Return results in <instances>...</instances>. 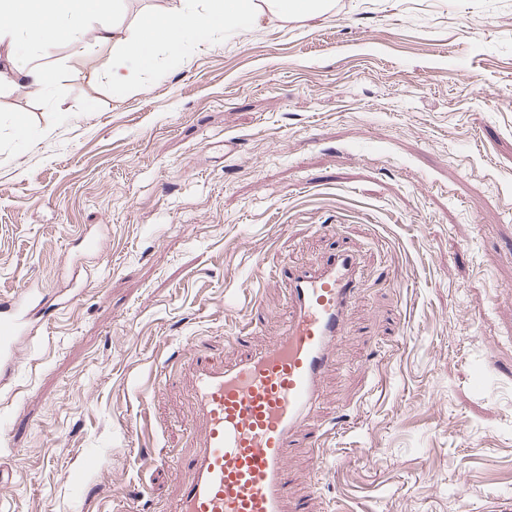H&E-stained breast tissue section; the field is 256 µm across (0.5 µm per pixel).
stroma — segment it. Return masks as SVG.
<instances>
[{"label": "stroma", "mask_w": 512, "mask_h": 512, "mask_svg": "<svg viewBox=\"0 0 512 512\" xmlns=\"http://www.w3.org/2000/svg\"><path fill=\"white\" fill-rule=\"evenodd\" d=\"M117 52L33 51L53 83L21 98L0 50V296L54 302L0 386V512H173L195 363L280 336L285 271L339 250L364 282L293 503L512 512V0H336L158 44L129 88Z\"/></svg>", "instance_id": "1"}]
</instances>
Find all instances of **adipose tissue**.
Segmentation results:
<instances>
[{"instance_id": "1", "label": "adipose tissue", "mask_w": 512, "mask_h": 512, "mask_svg": "<svg viewBox=\"0 0 512 512\" xmlns=\"http://www.w3.org/2000/svg\"><path fill=\"white\" fill-rule=\"evenodd\" d=\"M108 0H0V44L7 46L10 69L19 83L45 87L50 71L26 63L28 47L59 44L90 52L102 43L122 45L112 62L113 84L132 82L150 69L157 43L179 50L185 40L223 33L225 28L254 26L265 18L316 17L328 0H207L204 12L142 19L134 41H127L119 21L103 22Z\"/></svg>"}]
</instances>
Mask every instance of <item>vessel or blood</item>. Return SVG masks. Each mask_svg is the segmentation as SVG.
<instances>
[{"label": "vessel or blood", "mask_w": 512, "mask_h": 512, "mask_svg": "<svg viewBox=\"0 0 512 512\" xmlns=\"http://www.w3.org/2000/svg\"><path fill=\"white\" fill-rule=\"evenodd\" d=\"M362 270L339 251L316 270H288L284 335L227 362L197 363L192 388L200 446L175 512H288L290 447L322 397L321 381L357 300ZM46 308L43 290L0 300V383L20 365L21 339Z\"/></svg>", "instance_id": "vessel-or-blood-1"}]
</instances>
